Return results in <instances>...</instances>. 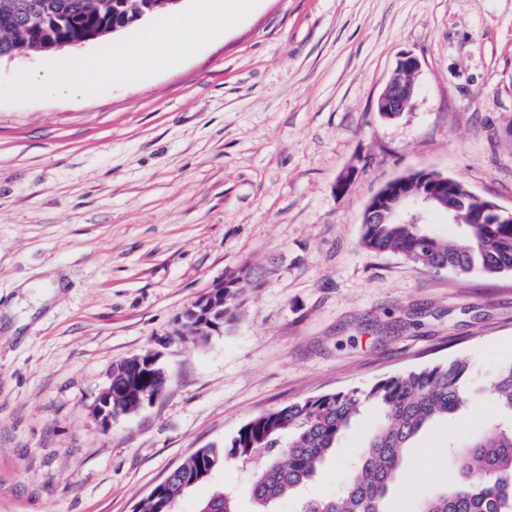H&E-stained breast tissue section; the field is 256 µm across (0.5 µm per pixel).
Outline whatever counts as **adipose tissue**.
<instances>
[{
  "label": "adipose tissue",
  "instance_id": "adipose-tissue-1",
  "mask_svg": "<svg viewBox=\"0 0 512 512\" xmlns=\"http://www.w3.org/2000/svg\"><path fill=\"white\" fill-rule=\"evenodd\" d=\"M250 6L251 0H199L195 11L168 16L130 46L79 60L63 78L43 72L28 78L25 85L35 92L91 95L117 79L137 80L146 70L164 68L179 60L201 37L220 35L226 24Z\"/></svg>",
  "mask_w": 512,
  "mask_h": 512
}]
</instances>
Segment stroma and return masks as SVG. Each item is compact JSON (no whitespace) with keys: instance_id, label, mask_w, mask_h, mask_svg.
<instances>
[{"instance_id":"stroma-1","label":"stroma","mask_w":512,"mask_h":512,"mask_svg":"<svg viewBox=\"0 0 512 512\" xmlns=\"http://www.w3.org/2000/svg\"><path fill=\"white\" fill-rule=\"evenodd\" d=\"M141 31L0 61V512H133L261 413L457 357L480 387L512 360V271L427 272L359 245L370 198L411 171L512 207V0H255L137 82L21 89ZM405 53L416 94L386 120ZM245 266L239 321L176 339L184 309ZM147 350L164 393L103 428L113 363ZM374 424L365 412L276 512L332 494ZM446 444L437 423L408 449L390 512L458 479ZM420 67L419 60L409 54H403L377 99V111L383 118H396L411 104L415 93L414 78ZM407 75L411 76L410 79Z\"/></svg>"}]
</instances>
